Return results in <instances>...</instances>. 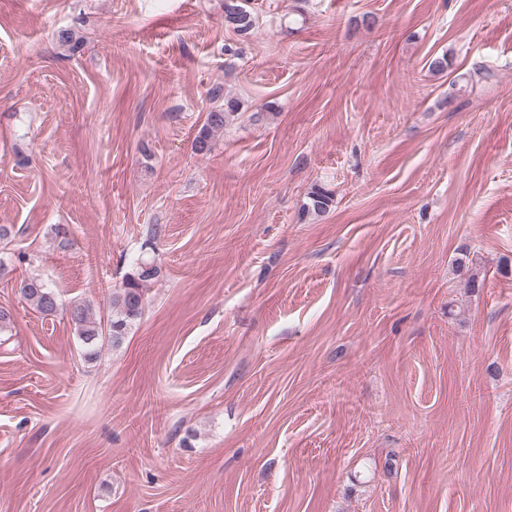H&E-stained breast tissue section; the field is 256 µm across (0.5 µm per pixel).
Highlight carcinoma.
Wrapping results in <instances>:
<instances>
[{"label": "carcinoma", "mask_w": 512, "mask_h": 512, "mask_svg": "<svg viewBox=\"0 0 512 512\" xmlns=\"http://www.w3.org/2000/svg\"><path fill=\"white\" fill-rule=\"evenodd\" d=\"M257 21L248 9V0H224V27L239 36L252 34ZM223 89L214 86L210 89V101L222 99ZM224 100V99H222ZM240 104L235 99H226L224 104L212 107L206 114L205 122L192 141V150L196 154H205L211 149L214 133L224 130L229 118L236 113ZM334 195L324 186L315 185L308 193V202L302 206V217L321 216L330 211ZM456 275L464 278L467 286L478 289L483 285L479 272L463 258L452 263ZM159 268L151 258H141L131 274L121 286L113 289L109 298V314L102 320L94 317L91 308L83 302L64 304L57 293L38 279L23 280L19 290L21 297L36 311L43 315H53L63 310L74 326L85 357L91 359L98 354L104 341L113 346L122 343L134 322L143 313L144 286L157 278Z\"/></svg>", "instance_id": "1"}]
</instances>
